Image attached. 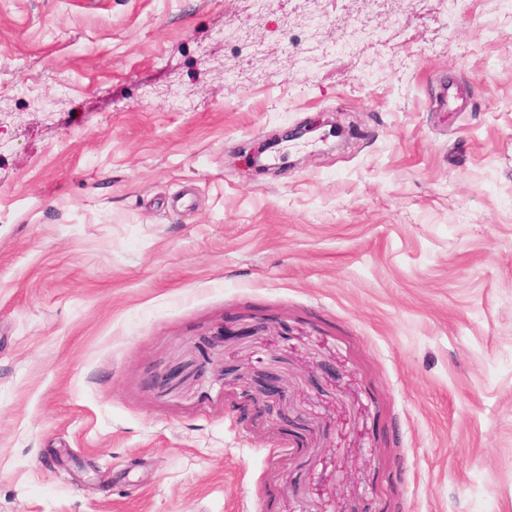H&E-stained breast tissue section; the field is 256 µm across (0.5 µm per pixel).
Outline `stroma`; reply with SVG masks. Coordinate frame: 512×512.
<instances>
[{
	"instance_id": "stroma-1",
	"label": "stroma",
	"mask_w": 512,
	"mask_h": 512,
	"mask_svg": "<svg viewBox=\"0 0 512 512\" xmlns=\"http://www.w3.org/2000/svg\"><path fill=\"white\" fill-rule=\"evenodd\" d=\"M369 503L512 512V10L0 0V512ZM243 384L244 397L253 406L271 409L282 395V390L276 384L273 377L261 379L248 378L245 375L240 378Z\"/></svg>"
}]
</instances>
